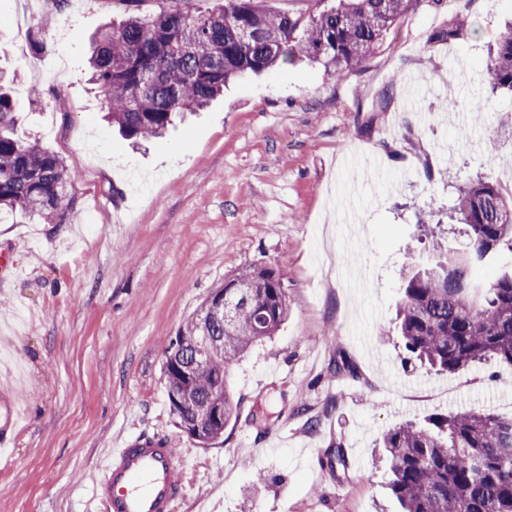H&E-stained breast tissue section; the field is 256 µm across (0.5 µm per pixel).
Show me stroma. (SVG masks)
<instances>
[{
	"label": "stroma",
	"mask_w": 512,
	"mask_h": 512,
	"mask_svg": "<svg viewBox=\"0 0 512 512\" xmlns=\"http://www.w3.org/2000/svg\"><path fill=\"white\" fill-rule=\"evenodd\" d=\"M122 17L118 0H57L29 20L21 0H0L16 133L64 159L77 198L65 224L0 220L17 268L0 288V375L28 413L0 462V512H103L100 465L141 432L166 437L183 471L174 512H398L378 455L390 428L463 409L512 416L511 366L437 373L379 333L405 254L423 267L466 250L460 188L481 176L512 192L498 169L512 161V99L487 73L512 0H418L363 67L338 78L303 60L242 77L138 149L87 82L92 36ZM458 18L467 34L431 41ZM261 266L282 274L288 316L233 367L239 416L205 446L170 411L167 339ZM343 357L355 375L337 372ZM338 443L334 475L320 461Z\"/></svg>",
	"instance_id": "35a3bbf8"
}]
</instances>
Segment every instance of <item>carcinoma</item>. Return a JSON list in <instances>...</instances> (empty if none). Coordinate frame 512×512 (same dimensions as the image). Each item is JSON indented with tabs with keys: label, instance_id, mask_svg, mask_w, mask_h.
<instances>
[{
	"label": "carcinoma",
	"instance_id": "1",
	"mask_svg": "<svg viewBox=\"0 0 512 512\" xmlns=\"http://www.w3.org/2000/svg\"><path fill=\"white\" fill-rule=\"evenodd\" d=\"M145 0H121L125 19L102 29L88 59V81L105 119L130 144L163 136L187 112H201L224 87L252 73L304 57L336 76L361 67L384 32L418 0H338L316 14H270L258 0H217L196 15L147 14ZM248 31L250 38H242ZM457 20L432 34L464 35ZM487 71L491 90L512 97V27L500 35ZM0 71V211L64 224L75 210V175L39 141L16 136L18 107ZM470 239L467 251L433 266L401 271L395 329L405 351L435 372L458 373L488 358L512 366V197L482 178L460 190L454 208ZM498 267L484 282L478 270ZM238 296L228 327L208 302L166 346L187 378L165 376L177 425L211 406L220 379L255 343L273 335L288 312L283 279L261 267L230 278ZM218 347L204 361L192 339ZM389 487L402 512H512V417L464 411L432 415L423 425L394 426L381 441Z\"/></svg>",
	"mask_w": 512,
	"mask_h": 512
}]
</instances>
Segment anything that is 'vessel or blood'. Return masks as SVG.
Here are the masks:
<instances>
[{"instance_id": "vessel-or-blood-1", "label": "vessel or blood", "mask_w": 512, "mask_h": 512, "mask_svg": "<svg viewBox=\"0 0 512 512\" xmlns=\"http://www.w3.org/2000/svg\"><path fill=\"white\" fill-rule=\"evenodd\" d=\"M24 420L9 377L0 378V458L11 453L12 435ZM183 477L171 448L159 435L122 438L102 461L96 497L105 512H173Z\"/></svg>"}]
</instances>
